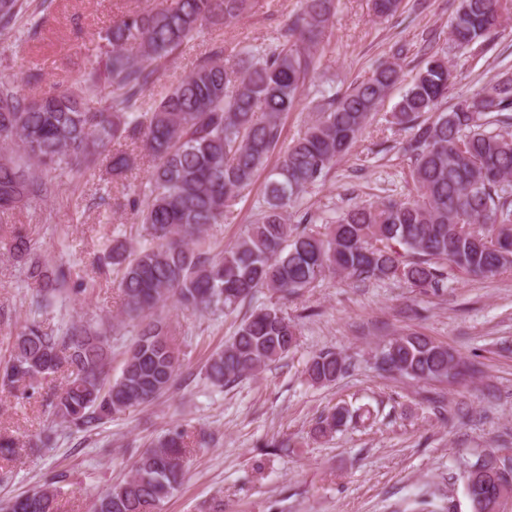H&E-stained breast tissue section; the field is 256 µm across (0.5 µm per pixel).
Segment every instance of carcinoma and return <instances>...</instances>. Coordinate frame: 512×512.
I'll list each match as a JSON object with an SVG mask.
<instances>
[{"mask_svg":"<svg viewBox=\"0 0 512 512\" xmlns=\"http://www.w3.org/2000/svg\"><path fill=\"white\" fill-rule=\"evenodd\" d=\"M52 2L0 0V29H17L25 20L38 24L36 16ZM402 4L372 0V11L387 19ZM251 8V0H174L114 23L103 60L112 88L109 105L102 104L101 87L90 78L33 97H21L0 81V148L6 151L0 154V211L47 196L64 170L97 156L109 158L113 179L122 177L136 157L112 149L116 141L140 145L147 158L137 192L110 203L135 215L149 236L140 247L114 241L105 248L125 314L140 320L119 376L109 379L107 332L77 324L57 330L26 326L0 362V385L33 392L65 375L46 403L56 428L29 440L32 451L53 445L61 431L92 432L172 387L180 351L169 326L156 317L172 297L187 311L233 312L261 289L286 299L328 274L440 288L449 268L483 279L512 270V71L498 73L488 86L443 110L453 86L445 55L427 57L393 111L395 124L414 130L401 147L413 197L357 204L322 234L299 232L289 222L292 204L349 152L400 82L404 44L370 77L325 97L321 112L269 171L253 223L235 244L215 246L209 229L224 221L274 152L281 119L314 68L334 0H302L274 46L260 52L242 47L227 59L216 46L159 97L148 98L145 90L161 64L200 29L230 23ZM511 20L512 0H459L450 39L461 50L482 52L490 35ZM428 112L437 118L419 121ZM8 251L33 288L31 307H48L68 270L39 254L21 228L13 231ZM296 344V325L280 307L255 308L210 356L207 378L223 387L283 358ZM374 358L382 371L417 381L448 379L455 361L447 348L417 334L383 344ZM306 373L311 383L326 385L347 373V365L340 354L326 351L311 358ZM373 417L369 404L341 406L319 417L315 431L326 436ZM18 448L16 439L0 433L1 462L12 460ZM187 448V432L170 430L137 458L131 476L94 502L93 512H156L182 484ZM481 469L497 478L483 493L512 492V464L488 455L466 471L465 483ZM66 481L64 473L53 475L11 499L10 512H56Z\"/></svg>","mask_w":512,"mask_h":512,"instance_id":"cac0c4a2","label":"carcinoma"}]
</instances>
